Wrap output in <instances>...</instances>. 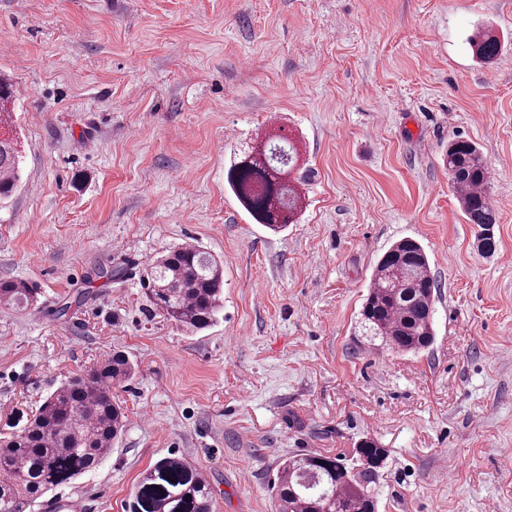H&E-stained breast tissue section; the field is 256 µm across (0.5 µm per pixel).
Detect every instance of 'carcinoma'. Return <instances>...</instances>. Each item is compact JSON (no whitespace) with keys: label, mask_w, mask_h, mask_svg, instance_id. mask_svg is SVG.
<instances>
[{"label":"carcinoma","mask_w":512,"mask_h":512,"mask_svg":"<svg viewBox=\"0 0 512 512\" xmlns=\"http://www.w3.org/2000/svg\"><path fill=\"white\" fill-rule=\"evenodd\" d=\"M476 57L492 63L499 38L477 29L467 39ZM10 86L0 81V199L10 197L21 178V156L12 128ZM257 139L226 170L225 180L252 219L278 232L297 223L306 171L293 177L301 158L294 143ZM448 175L460 191L468 223L481 228V248H496L497 214L487 197L488 167L480 148L458 139L445 155ZM151 302L169 319L195 332L216 321L224 307V267L194 244L156 259L145 283ZM436 284L428 255L414 239L394 242L374 265L360 311L362 333L398 353H418L435 340ZM38 289L24 281H0V303L26 311ZM134 366L119 353L48 395L28 427L0 439V509L26 512L48 491L95 468L124 433L126 416L112 400V386L128 380ZM388 457L373 440L355 448L352 462L310 454L283 460L273 480L276 512H375L371 483ZM130 512H213L212 491L199 468L186 459L163 457L140 479Z\"/></svg>","instance_id":"carcinoma-1"}]
</instances>
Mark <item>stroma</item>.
I'll return each instance as SVG.
<instances>
[{
    "label": "stroma",
    "mask_w": 512,
    "mask_h": 512,
    "mask_svg": "<svg viewBox=\"0 0 512 512\" xmlns=\"http://www.w3.org/2000/svg\"><path fill=\"white\" fill-rule=\"evenodd\" d=\"M482 26L505 39L490 66L467 43ZM0 77L23 167L0 281L39 290L0 305V437L113 352L135 365L111 453L32 512H129L164 457L208 474L215 512H275L281 461L365 439L389 453L377 512H512V0H0ZM278 130L313 175L275 234L224 171ZM457 138L494 173L491 253L443 163ZM403 238L438 285L435 341L407 355L358 334ZM186 243L224 264V308L193 333L142 286ZM38 288H34L24 281H0V304L3 302L9 307L26 311L35 307L38 301Z\"/></svg>",
    "instance_id": "stroma-1"
}]
</instances>
